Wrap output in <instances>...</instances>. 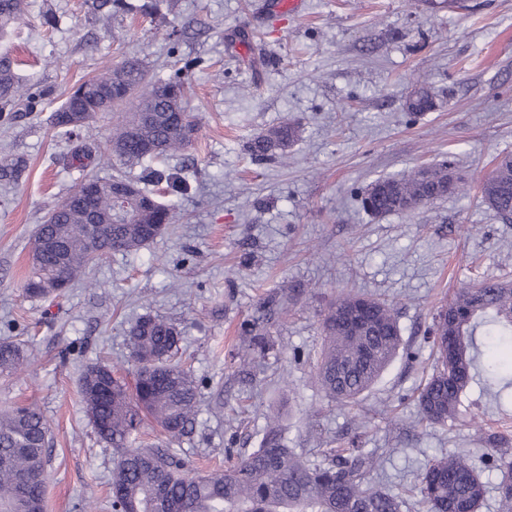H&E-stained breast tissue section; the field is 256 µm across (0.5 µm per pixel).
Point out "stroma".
<instances>
[{"instance_id":"obj_1","label":"stroma","mask_w":512,"mask_h":512,"mask_svg":"<svg viewBox=\"0 0 512 512\" xmlns=\"http://www.w3.org/2000/svg\"><path fill=\"white\" fill-rule=\"evenodd\" d=\"M91 2L27 0L0 42L33 101L23 116L0 112V160L27 164L0 188V340L32 353L24 374L0 376V411L34 402L51 423L44 512H113V451L78 379L93 362L128 378V330L146 313L180 327L199 411L190 436L147 422L135 442L202 471L257 447L274 409L285 444L311 460L359 439L377 459L372 483L396 493L432 456L480 455L485 432L512 428L489 408L474 426L427 428L415 401L437 307L460 287L512 280V222L481 192L496 157L512 153V0L464 11L456 0H303L296 15L267 0H152L153 14L106 21ZM129 57L164 78L187 69V109L202 127L160 165L190 188L161 195L175 221L149 245L112 253L62 295L26 298L37 226L80 176L63 163L73 141L48 118L74 84ZM421 82L436 107L413 119L403 103ZM286 121L302 127L287 160H255L247 143ZM448 159L465 194L381 218L362 209L375 180ZM345 290L392 301L406 347L354 406L326 397L313 371L321 314ZM262 306L273 347L246 375L240 326Z\"/></svg>"}]
</instances>
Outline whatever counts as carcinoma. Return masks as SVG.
<instances>
[{
	"label": "carcinoma",
	"mask_w": 512,
	"mask_h": 512,
	"mask_svg": "<svg viewBox=\"0 0 512 512\" xmlns=\"http://www.w3.org/2000/svg\"><path fill=\"white\" fill-rule=\"evenodd\" d=\"M25 0H0V39L10 35L24 15ZM109 18L133 10L129 0H93ZM178 68L166 79L148 77L135 58L107 64L103 71L76 83L53 112L50 125L63 135L89 126L99 113L116 117L109 141L112 159L127 168L108 180L82 179L70 196L39 225L32 245L29 298L59 296L89 265L114 251L134 252L173 223L172 209L144 184L176 188L164 170L131 169L192 145L199 123L186 112L187 82ZM26 95L14 60L0 55V107H14ZM416 117L435 107L432 90H414ZM288 123L272 126L249 145L257 159L284 158L299 138ZM96 185V213L106 225L94 234L84 223L85 211L75 200L89 182ZM460 178L448 162L414 170L399 178L374 181L362 200L374 217L411 211L459 190ZM133 187L121 198L113 189ZM483 201L502 219L512 220V153L497 158L484 179ZM258 320L242 328L248 349L241 361H254L269 349L257 333ZM497 339L501 358L483 362L477 335ZM181 330L146 313L130 326L129 362L133 380L116 376L108 364L92 363L80 377L85 413L101 440L114 452V512H402L404 499L373 486L368 476L374 455L363 449L331 448L319 462L287 447L278 426L268 425L259 447L238 462L207 474H193L187 461L170 448H134L130 438L143 420L177 439L192 433L199 411L195 377L173 361ZM426 342L435 356L432 373L418 388L420 423L434 427L477 419L482 400L497 407L512 404V282L483 281L460 288L434 313ZM402 346L395 308L372 296L347 292L322 318V347L316 366L321 389L333 401L352 403L369 391ZM30 364L18 342L0 341V375H17ZM51 425L41 409L22 405L0 414V512H43L44 476ZM500 475L498 512H512V448L503 433H491L476 464L470 455L450 453L431 459L411 489L418 512H481L488 485L482 472Z\"/></svg>",
	"instance_id": "carcinoma-1"
}]
</instances>
